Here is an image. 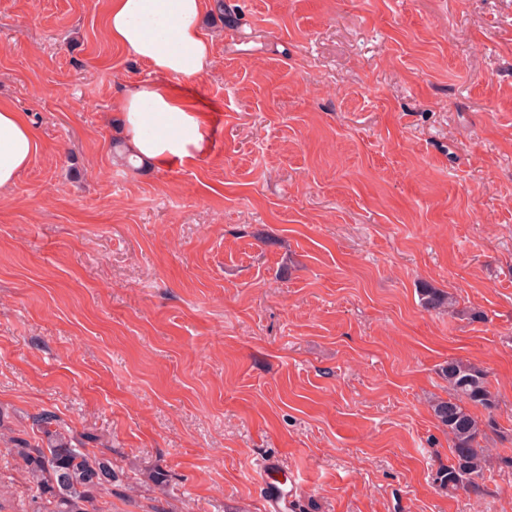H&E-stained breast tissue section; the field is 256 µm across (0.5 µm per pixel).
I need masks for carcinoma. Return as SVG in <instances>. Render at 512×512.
<instances>
[{
  "mask_svg": "<svg viewBox=\"0 0 512 512\" xmlns=\"http://www.w3.org/2000/svg\"><path fill=\"white\" fill-rule=\"evenodd\" d=\"M424 309L453 311V297L437 288L421 289ZM448 384V398L435 401L431 410L435 419L448 433L451 443L448 465L435 474L438 486L453 495L459 491L477 493L479 480L484 478L487 458L482 442L486 429H495L493 410L498 401L491 391L487 372L469 362L454 360L440 369ZM481 409L487 413L483 421L475 414ZM38 430L48 440V446L35 447L24 439H17L15 452L22 459L44 508L34 512H91L95 494L112 491L118 475L112 468V459L97 456L86 448L72 444L64 435V428L55 416L44 414L36 420Z\"/></svg>",
  "mask_w": 512,
  "mask_h": 512,
  "instance_id": "obj_1",
  "label": "carcinoma"
}]
</instances>
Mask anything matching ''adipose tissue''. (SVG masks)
<instances>
[{
    "mask_svg": "<svg viewBox=\"0 0 512 512\" xmlns=\"http://www.w3.org/2000/svg\"><path fill=\"white\" fill-rule=\"evenodd\" d=\"M207 9L208 0H108V38L153 73L125 87L114 104L127 150L149 168L196 159L209 141L201 99L181 89L213 64ZM34 150L20 112L0 105V191L13 186Z\"/></svg>",
    "mask_w": 512,
    "mask_h": 512,
    "instance_id": "obj_1",
    "label": "adipose tissue"
}]
</instances>
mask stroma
<instances>
[{"label": "stroma", "mask_w": 512, "mask_h": 512, "mask_svg": "<svg viewBox=\"0 0 512 512\" xmlns=\"http://www.w3.org/2000/svg\"><path fill=\"white\" fill-rule=\"evenodd\" d=\"M225 2L208 148L143 172L112 102L151 71L106 0H0L36 137L0 193V512L47 412L120 475L98 512H267L275 480L288 512H512V0ZM451 359L498 400L477 494L434 482ZM420 292L421 305L424 309L430 311L448 307V313L453 311V297L449 293L446 295L438 288L430 286L421 288Z\"/></svg>", "instance_id": "stroma-1"}]
</instances>
